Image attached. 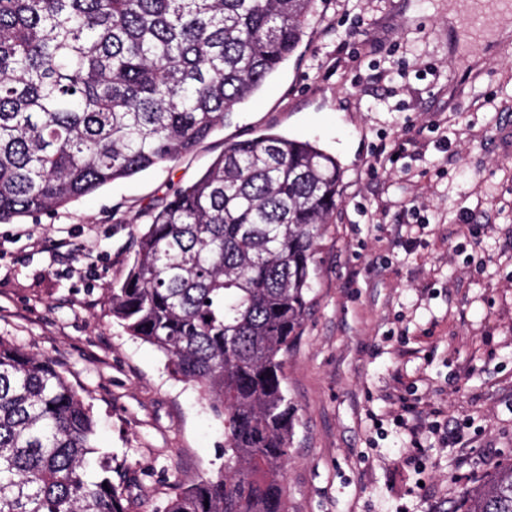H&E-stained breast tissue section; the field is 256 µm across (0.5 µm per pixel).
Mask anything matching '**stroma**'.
<instances>
[{"instance_id":"stroma-1","label":"stroma","mask_w":512,"mask_h":512,"mask_svg":"<svg viewBox=\"0 0 512 512\" xmlns=\"http://www.w3.org/2000/svg\"><path fill=\"white\" fill-rule=\"evenodd\" d=\"M316 7L295 53L190 153L0 224V337L51 359L91 404L127 512H164L223 467L224 424L113 318L105 290L154 210L226 143L267 134L313 141L343 170L283 364L288 512H453L512 458V33L454 60L448 0ZM350 49L360 66H337ZM398 140L412 177L370 178L373 149ZM408 408L458 425L459 444L427 432L412 447Z\"/></svg>"}]
</instances>
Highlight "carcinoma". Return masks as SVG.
<instances>
[{"instance_id":"cac0c4a2","label":"carcinoma","mask_w":512,"mask_h":512,"mask_svg":"<svg viewBox=\"0 0 512 512\" xmlns=\"http://www.w3.org/2000/svg\"><path fill=\"white\" fill-rule=\"evenodd\" d=\"M315 0H0V223L191 152L296 51ZM342 169L316 144L231 142L137 240L112 317L224 422V468L166 512H288L283 356ZM92 407L0 338V512H126ZM456 512H512V462Z\"/></svg>"}]
</instances>
